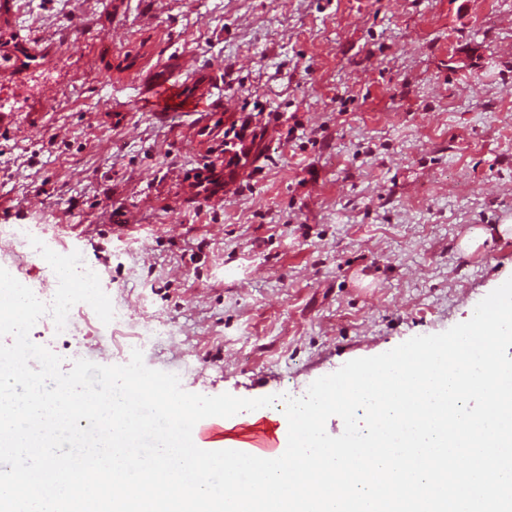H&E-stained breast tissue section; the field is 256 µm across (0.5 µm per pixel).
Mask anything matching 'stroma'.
Wrapping results in <instances>:
<instances>
[{"label":"stroma","instance_id":"1","mask_svg":"<svg viewBox=\"0 0 512 512\" xmlns=\"http://www.w3.org/2000/svg\"><path fill=\"white\" fill-rule=\"evenodd\" d=\"M0 43V267L53 282L16 239L79 252L155 333L184 390L303 397L346 362L470 319L512 277V0H9ZM209 79L206 117L148 108L151 80ZM295 116L220 185L184 178L245 112ZM128 221L114 223L113 210ZM508 232H500V225ZM486 238L474 250L461 240ZM30 338L123 365L76 304Z\"/></svg>","mask_w":512,"mask_h":512}]
</instances>
